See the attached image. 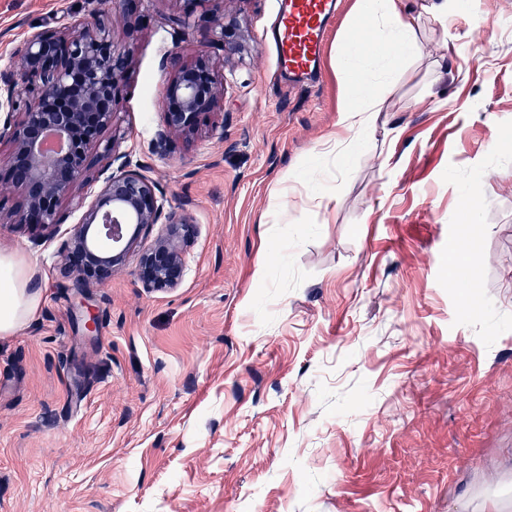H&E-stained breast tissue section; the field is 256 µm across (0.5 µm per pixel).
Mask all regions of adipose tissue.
<instances>
[{"mask_svg":"<svg viewBox=\"0 0 512 512\" xmlns=\"http://www.w3.org/2000/svg\"><path fill=\"white\" fill-rule=\"evenodd\" d=\"M420 22V15L400 9L397 0H356L351 28L358 39L343 41L334 63L340 73L354 71L359 78L344 87L341 119L325 142L326 153L348 156L362 139L373 137L377 116L420 51ZM32 276L26 259L0 253V338L36 319L41 297L29 286Z\"/></svg>","mask_w":512,"mask_h":512,"instance_id":"obj_1","label":"adipose tissue"}]
</instances>
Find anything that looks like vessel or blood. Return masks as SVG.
Listing matches in <instances>:
<instances>
[{
	"mask_svg": "<svg viewBox=\"0 0 512 512\" xmlns=\"http://www.w3.org/2000/svg\"><path fill=\"white\" fill-rule=\"evenodd\" d=\"M334 18L333 0H280L273 45L280 69L296 79L311 76Z\"/></svg>",
	"mask_w": 512,
	"mask_h": 512,
	"instance_id": "vessel-or-blood-1",
	"label": "vessel or blood"
}]
</instances>
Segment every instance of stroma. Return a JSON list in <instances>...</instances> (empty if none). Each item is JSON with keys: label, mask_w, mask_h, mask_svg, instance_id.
<instances>
[{"label": "stroma", "mask_w": 512, "mask_h": 512, "mask_svg": "<svg viewBox=\"0 0 512 512\" xmlns=\"http://www.w3.org/2000/svg\"><path fill=\"white\" fill-rule=\"evenodd\" d=\"M354 4L301 84L278 71L272 0H247L230 56L200 43L223 0L189 31L181 0H143L132 31L113 18L133 55L101 142L197 234L179 288H142L132 255L80 290L61 253L96 182L55 232L0 223L42 299L0 339V512H512V0L423 19L374 139L327 165ZM111 9L0 0V69L28 34ZM203 49L223 101L158 154L165 61ZM310 175L336 186L329 207Z\"/></svg>", "instance_id": "35a3bbf8"}]
</instances>
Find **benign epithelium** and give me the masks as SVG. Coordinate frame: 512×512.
Returning <instances> with one entry per match:
<instances>
[{"label": "benign epithelium", "mask_w": 512, "mask_h": 512, "mask_svg": "<svg viewBox=\"0 0 512 512\" xmlns=\"http://www.w3.org/2000/svg\"><path fill=\"white\" fill-rule=\"evenodd\" d=\"M226 2L229 8L212 19L209 37L228 55L238 48V14L246 0ZM130 64L131 51L114 46L109 21L98 18L32 34L0 70V110L13 108L16 98L27 94L22 119L0 128V139L12 144L0 155V171L22 191L10 223L46 229L60 223L61 199L102 161L92 145L115 125L117 95ZM166 65L173 76L162 103L163 129L154 140L157 153L168 150L170 135H193L219 101L209 58L187 64L174 53ZM106 154L119 165L103 178L94 202L73 225L62 251V273L82 288L107 282L141 235L163 220L166 232L140 254L136 274L150 291L179 287L195 224L182 207L165 210L158 184L129 168L116 147Z\"/></svg>", "instance_id": "obj_1"}]
</instances>
